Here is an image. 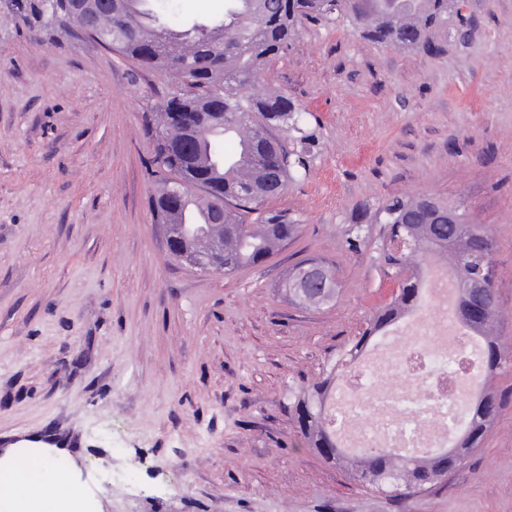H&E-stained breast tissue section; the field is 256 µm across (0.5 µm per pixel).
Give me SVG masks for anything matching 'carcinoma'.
Instances as JSON below:
<instances>
[{
    "instance_id": "obj_1",
    "label": "carcinoma",
    "mask_w": 512,
    "mask_h": 512,
    "mask_svg": "<svg viewBox=\"0 0 512 512\" xmlns=\"http://www.w3.org/2000/svg\"><path fill=\"white\" fill-rule=\"evenodd\" d=\"M115 2V13L101 22L102 45L141 68L167 73L177 87L152 113L154 220L177 230L187 241L188 254L220 240L226 274L262 263L301 229L297 219L263 205L290 181L307 175L315 134L290 98L255 89L257 73L288 51L301 21L342 24L382 46L436 54L440 47L435 33L448 29V17L461 10L460 0H226L224 19L193 26L188 38L163 25L148 0ZM26 11L25 20L35 31L51 36L62 23L55 18L52 0H26ZM190 114L196 120L187 131L180 119ZM246 125L253 129L251 136L233 135ZM283 126L293 132L290 145L271 136ZM174 188L182 193L177 206L170 200ZM375 221L384 225L378 259L395 274L408 270L410 275L325 377L301 390L290 411H309L298 422L307 447L336 443L333 462L345 464L355 481L393 498H407L439 483L478 447L497 416L499 396L490 387L503 360L493 336L496 292L491 281L484 288L471 287L477 259H492L494 240L476 224L448 223V203L432 196L390 198L375 211ZM370 240L369 225H351L346 239L350 249L359 251ZM429 257L448 263L453 280L463 285L455 320L481 341L479 363L470 378L477 395L448 402V424L460 422L462 429L446 449L413 454L386 445L350 454L327 423V408L337 398L338 371L382 344L390 327L423 305ZM306 264L333 269L323 258L298 262L281 284L289 300L315 308L332 303L335 288L319 300L292 288L297 270Z\"/></svg>"
}]
</instances>
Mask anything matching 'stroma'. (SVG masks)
I'll return each mask as SVG.
<instances>
[{
    "label": "stroma",
    "mask_w": 512,
    "mask_h": 512,
    "mask_svg": "<svg viewBox=\"0 0 512 512\" xmlns=\"http://www.w3.org/2000/svg\"><path fill=\"white\" fill-rule=\"evenodd\" d=\"M225 0H157L180 25ZM437 55L305 20L261 71L308 114L309 172L266 201L297 236L230 275L172 260L148 207L143 116L169 88L97 43L49 40L0 8V440L56 427L82 456L85 512H512V0H464ZM404 195L463 205L495 241L493 426L443 481L399 501L307 448L291 391L397 294L348 249L360 205ZM336 269L335 302L280 283L299 260ZM447 297L431 290L436 336ZM306 264L325 266L332 271L333 275L334 274L336 275L333 265L331 263H329L327 260H325L323 258H308V259H304V260L298 262L292 269H290L288 271V274L286 275L285 279L283 280V282L281 284V288H285V292L288 294V298L290 301H292L293 303H295L297 305L303 306V307L319 308V307H322V306L332 303L336 299L337 288H338V284H337L335 275L332 279V281L335 284V288H332L331 291H328V292L326 291L325 297L323 299L312 300L311 298H308V297L298 293L295 290V288H292L294 280L297 276V270ZM309 305H313V306H309Z\"/></svg>",
    "instance_id": "35a3bbf8"
}]
</instances>
